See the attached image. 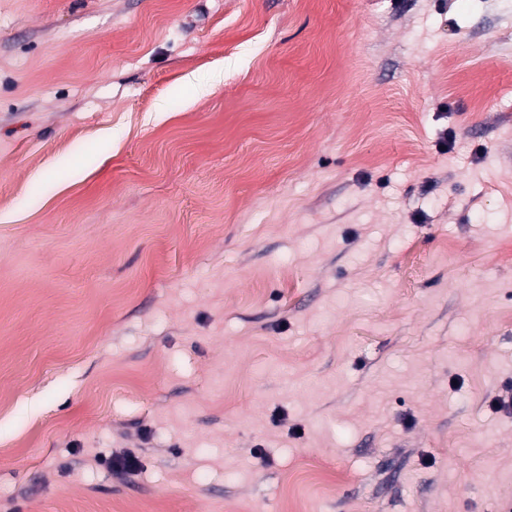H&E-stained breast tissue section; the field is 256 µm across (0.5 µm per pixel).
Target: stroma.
<instances>
[{
    "label": "stroma",
    "instance_id": "obj_1",
    "mask_svg": "<svg viewBox=\"0 0 512 512\" xmlns=\"http://www.w3.org/2000/svg\"><path fill=\"white\" fill-rule=\"evenodd\" d=\"M509 394L512 0H0V512H512Z\"/></svg>",
    "mask_w": 512,
    "mask_h": 512
}]
</instances>
